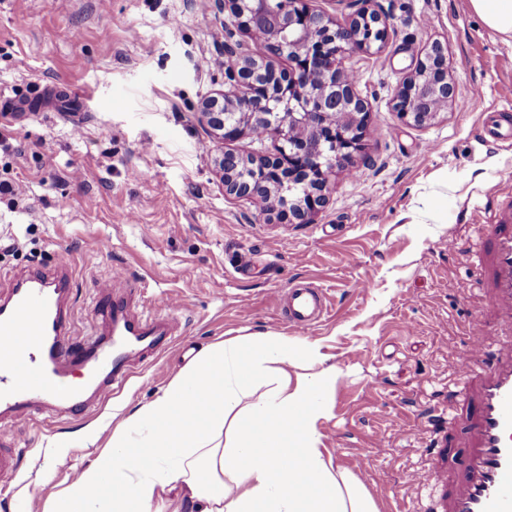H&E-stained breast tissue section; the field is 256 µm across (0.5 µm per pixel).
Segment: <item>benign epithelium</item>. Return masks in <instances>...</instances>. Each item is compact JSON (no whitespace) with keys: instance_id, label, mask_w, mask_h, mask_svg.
I'll list each match as a JSON object with an SVG mask.
<instances>
[{"instance_id":"benign-epithelium-1","label":"benign epithelium","mask_w":512,"mask_h":512,"mask_svg":"<svg viewBox=\"0 0 512 512\" xmlns=\"http://www.w3.org/2000/svg\"><path fill=\"white\" fill-rule=\"evenodd\" d=\"M361 2L362 9L338 22L308 0H218L230 31L225 89L208 96L200 113L225 141L276 144L275 154L256 158L224 153V193L258 201L263 214L290 224H309L325 207L330 177L353 166L364 149L369 112L341 61L381 50L391 28L390 17L370 8L372 0ZM240 33L248 40L237 39ZM430 97L445 106L457 97L447 47L439 41L417 54L392 110L425 125L438 115L425 109Z\"/></svg>"}]
</instances>
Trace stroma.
<instances>
[{
	"label": "stroma",
	"mask_w": 512,
	"mask_h": 512,
	"mask_svg": "<svg viewBox=\"0 0 512 512\" xmlns=\"http://www.w3.org/2000/svg\"><path fill=\"white\" fill-rule=\"evenodd\" d=\"M373 6L394 19L385 47L342 61L371 104L369 159L332 176L312 223L280 224L225 194L217 168L222 153L258 143L221 141L200 114L224 87L210 65L222 52L212 35L225 25L215 0H0V182L15 188L0 196V290L64 251L78 335L116 268L139 281L145 313L175 295L190 302L172 346L103 406L16 431L21 465L0 512H45L76 467L100 460L124 414L209 346L297 339L283 298L302 281L328 297V316L307 335L321 368L336 373L316 424L324 456L378 512H448L475 445L481 384L459 377L455 358L474 342L512 338L487 309V247L499 212L512 209V147L481 137L493 113L512 110V38L488 28L470 0ZM435 41L448 46L458 96L475 105L410 125L391 100ZM451 236L457 248L444 249ZM479 314L477 340L467 328ZM58 438L69 447L53 448ZM377 438L386 454L374 452ZM427 470L433 479L418 480Z\"/></svg>",
	"instance_id": "1"
}]
</instances>
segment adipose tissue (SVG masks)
Returning a JSON list of instances; mask_svg holds the SVG:
<instances>
[{"label": "adipose tissue", "instance_id": "obj_1", "mask_svg": "<svg viewBox=\"0 0 512 512\" xmlns=\"http://www.w3.org/2000/svg\"><path fill=\"white\" fill-rule=\"evenodd\" d=\"M319 348L283 336L217 344L129 413L101 463L83 467L48 512H376L361 485L317 446L323 392L336 376L291 377ZM272 386L251 397L259 377Z\"/></svg>", "mask_w": 512, "mask_h": 512}]
</instances>
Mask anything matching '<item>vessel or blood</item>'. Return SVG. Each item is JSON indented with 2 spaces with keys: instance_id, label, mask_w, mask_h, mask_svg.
<instances>
[{
  "instance_id": "1",
  "label": "vessel or blood",
  "mask_w": 512,
  "mask_h": 512,
  "mask_svg": "<svg viewBox=\"0 0 512 512\" xmlns=\"http://www.w3.org/2000/svg\"><path fill=\"white\" fill-rule=\"evenodd\" d=\"M496 312L512 326V234L492 249ZM128 275L114 270L98 288V324L81 341L72 339V263L59 253L52 268L17 275L0 294V485L14 478L20 455L13 430L40 414L75 418L89 413L124 384L149 355L165 350L175 326L133 313ZM325 292L310 283L288 291L285 318L304 333L327 314ZM468 482L455 491L450 512H512V343L500 346L479 396L476 450L467 461Z\"/></svg>"
}]
</instances>
